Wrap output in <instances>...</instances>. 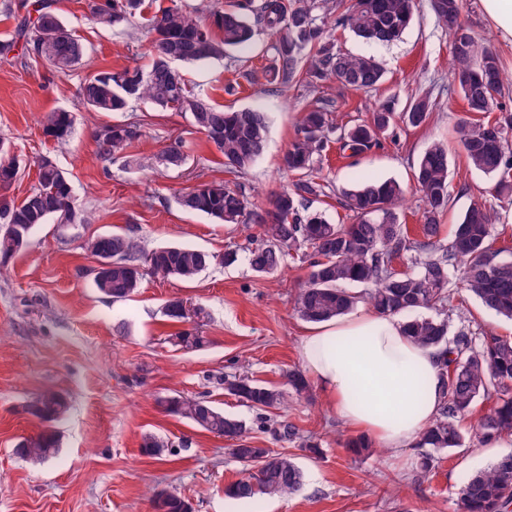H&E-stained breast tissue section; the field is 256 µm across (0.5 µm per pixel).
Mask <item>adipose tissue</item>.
I'll list each match as a JSON object with an SVG mask.
<instances>
[{
	"label": "adipose tissue",
	"mask_w": 512,
	"mask_h": 512,
	"mask_svg": "<svg viewBox=\"0 0 512 512\" xmlns=\"http://www.w3.org/2000/svg\"><path fill=\"white\" fill-rule=\"evenodd\" d=\"M301 362L327 406L381 448L415 446L439 407V350L406 336L399 317L372 308L303 336Z\"/></svg>",
	"instance_id": "adipose-tissue-1"
}]
</instances>
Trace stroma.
<instances>
[{
    "label": "stroma",
    "mask_w": 512,
    "mask_h": 512,
    "mask_svg": "<svg viewBox=\"0 0 512 512\" xmlns=\"http://www.w3.org/2000/svg\"><path fill=\"white\" fill-rule=\"evenodd\" d=\"M91 4L54 0L86 47L81 65L69 75L44 61L0 58V140L26 164L9 196L22 199L34 187V163L47 154L69 172L79 207L95 217L90 224L38 226L29 247L10 259L0 276V512H153L150 495L164 490L188 499L192 512H459L468 477L512 453L511 441L494 447L475 437L489 401L478 400L460 418L462 447L440 454L425 477L416 447L354 455L347 443L356 431L326 408L318 388L306 398L290 399L283 410L262 415L250 409L225 391L224 379L244 375L281 389L286 371L301 368L298 348L309 325L295 315L292 298L307 278L308 263L289 261L272 276L257 275L243 261L224 265V252L245 247L259 226H225L178 204L182 192L216 180L242 186L250 207H266L294 180L282 158L298 134L300 111L316 99L332 101L334 118L344 126L368 119L377 100L393 98L401 110L427 93L435 107L424 127L395 124L380 146L355 155L339 153L336 142H328L315 158L322 191L310 198V210L334 224L351 223L343 192L355 176L392 178L406 190L401 221L417 229L423 201L414 164L428 145L441 140L448 144L451 194L442 234L452 231L473 201H485L495 212L494 246L512 259V196H496L493 179L466 162L457 129L477 116L454 87L448 34L430 0H417L413 24L390 45L366 43L328 15L336 51L373 56L385 72L379 88L367 94L335 83L269 85L265 71L273 63V39L261 27L248 52L230 49L222 60L182 66L195 91L215 103L267 113L264 153L240 176L227 172L222 154L188 116L144 101L114 114L85 111L78 88L87 75L148 66L150 20L170 0H142L134 18L109 29L90 21ZM55 108L74 116L72 135L63 142L43 132V117ZM132 121L143 130L129 150L134 164L100 160L98 128ZM175 138L185 144V161L177 167L160 160ZM112 231L134 234L148 251L186 244L216 260L192 281L144 276L130 300L114 302L95 287V260L81 247L84 239ZM453 293L444 314L450 333L465 329L512 339L511 321L486 311L461 288ZM176 296L204 308L198 326L207 339L203 347L170 343V334L181 326L165 316L164 305ZM47 389L65 397L71 410L55 425L58 457L35 464L17 455L16 446L45 428L30 406ZM175 395L210 401L242 420L245 440L216 436L164 412L158 399ZM288 425L294 435L285 434ZM148 435L168 442L170 454L159 459L143 454ZM306 439L316 451L303 448ZM241 444L294 457L303 472L299 489L250 502L228 496L227 487L242 476L243 466L231 454Z\"/></svg>",
    "instance_id": "obj_1"
}]
</instances>
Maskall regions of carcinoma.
Returning a JSON list of instances; mask_svg holds the SVG:
<instances>
[{
	"instance_id": "obj_1",
	"label": "carcinoma",
	"mask_w": 512,
	"mask_h": 512,
	"mask_svg": "<svg viewBox=\"0 0 512 512\" xmlns=\"http://www.w3.org/2000/svg\"><path fill=\"white\" fill-rule=\"evenodd\" d=\"M142 0H94L91 22L100 27L119 26L134 17ZM431 7L448 31L451 74L468 111L486 113L509 89L498 53L478 41L462 18V0H431ZM341 11L339 22L361 38L373 43L398 39L409 26L415 0H239L233 11H213L207 16L171 0V5L151 19L154 38L151 64L99 71L80 84L79 96L87 112H124L133 101H147L163 111L189 116L192 125L205 134L224 155L230 172L246 173L262 155L268 135L265 113L252 108L226 109L207 95L187 87L182 74L172 79L167 68L177 63L195 64L224 57L227 48L246 49L254 29L247 13L275 37L274 64L267 71L272 84H288L298 74L303 57H308L305 80L310 86L335 81L343 87L370 92L381 83L384 71L372 57L353 56L335 50L327 38L325 18L331 10ZM48 61L55 71L70 73L85 56L84 44L63 21L50 0H34L32 10L18 22L15 35L0 41V56L14 51ZM434 104L427 96L415 98L406 109L396 111L393 99L379 102L371 119L349 127L334 124L333 111L315 103L303 110L299 134L284 155V167L299 174L292 188L277 193L270 208L247 210V198L222 181L197 185L179 197L187 212L202 213L219 224H258L262 240L243 249L249 268L258 274H274L286 266L291 252L309 259L305 285L294 297V310L309 323H321L351 312L363 300L385 315L404 317V330L422 347H444L439 365L443 382L438 415L423 430L417 447L421 454L419 471L427 476L434 468L435 454L459 448L463 436L456 419L470 411L479 399L493 400L492 407L478 423L481 441L490 442L512 433V340L487 333L481 338L460 332L448 339V326L421 310L445 311L451 302L450 273L488 310L512 319V259L500 257L493 247L492 207L472 203L461 217L448 241L439 239L440 220L448 209V147L432 143L417 159L416 183L423 197L420 235L412 238L400 223L404 189L394 179L363 177L345 191L346 207L353 213L350 224H332L321 214L309 211V198L321 192L312 178L315 155L328 142L329 134L340 131V148L359 153L379 144V137L396 121L413 128L426 125ZM72 113L52 110L43 118L45 134L63 140L71 133ZM512 119L465 123L461 143L470 167L496 179L497 194L512 193V144L508 131ZM142 135L136 122L105 125L98 133L101 158L110 162L126 157L127 149ZM183 144L172 140L163 151L164 160L179 166L184 160ZM0 141V223L23 224L34 229L50 220L61 224H90L92 215L77 208L69 173L48 156L37 161V185L21 200L4 194L21 171L20 161L4 157ZM29 243L8 231L0 232V274L5 263ZM82 248L98 259L112 258L106 277L94 278L98 290L114 302L124 301L140 288L143 276L192 280L214 260L211 254L179 244L144 253L138 239L128 233L97 235ZM405 257L408 269L395 268ZM366 286L359 294L350 286ZM200 306L181 298L165 305V315L178 322L198 319ZM174 343L192 348L205 345V337L191 330L173 336ZM288 391L259 384L249 378L224 380V389L249 407L267 412L278 409L287 393L303 396L310 381L298 369L288 371ZM165 412L188 419L218 436L241 440L245 423L229 417L210 402L181 396L160 401ZM67 401L57 392H42L31 411L47 422L62 419ZM60 436L45 429L23 439L16 452L33 463H44L59 452ZM144 453L163 457L168 443L147 436ZM232 453L244 467V476L229 489L237 500L288 496L298 490L302 472L294 458L270 448H234ZM154 512H192L191 504L174 492H157L152 497ZM512 508V453L496 459L487 469L469 478L460 498V512H509Z\"/></svg>"
}]
</instances>
